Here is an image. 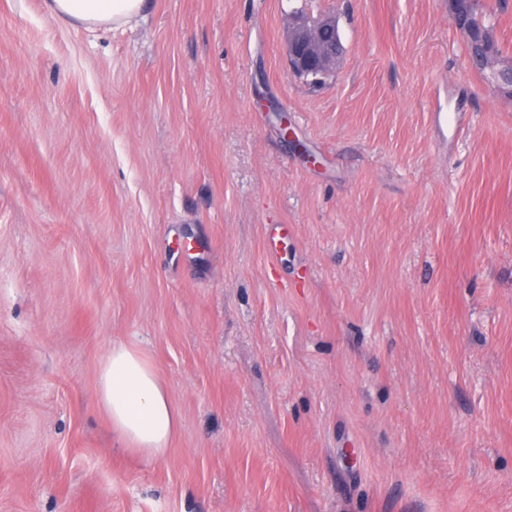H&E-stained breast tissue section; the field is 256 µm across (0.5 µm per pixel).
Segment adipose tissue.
Masks as SVG:
<instances>
[{
  "instance_id": "adipose-tissue-1",
  "label": "adipose tissue",
  "mask_w": 512,
  "mask_h": 512,
  "mask_svg": "<svg viewBox=\"0 0 512 512\" xmlns=\"http://www.w3.org/2000/svg\"><path fill=\"white\" fill-rule=\"evenodd\" d=\"M147 0H44L46 11L81 27L120 28L143 14ZM97 401L124 447L165 454L180 418L148 357L124 343L113 344L101 364Z\"/></svg>"
}]
</instances>
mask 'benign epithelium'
<instances>
[{
    "label": "benign epithelium",
    "mask_w": 512,
    "mask_h": 512,
    "mask_svg": "<svg viewBox=\"0 0 512 512\" xmlns=\"http://www.w3.org/2000/svg\"><path fill=\"white\" fill-rule=\"evenodd\" d=\"M496 31L484 29L480 32L479 43L483 48L482 67L487 69L490 79L505 97H512V62L494 52ZM286 52L288 64L293 73L305 76H322L335 72L336 19L329 14L322 16L319 24H311L300 14L289 16L286 24Z\"/></svg>",
    "instance_id": "7a95c632"
}]
</instances>
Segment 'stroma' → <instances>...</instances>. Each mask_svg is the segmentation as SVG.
<instances>
[{
  "label": "stroma",
  "instance_id": "stroma-1",
  "mask_svg": "<svg viewBox=\"0 0 512 512\" xmlns=\"http://www.w3.org/2000/svg\"><path fill=\"white\" fill-rule=\"evenodd\" d=\"M116 342L163 457L97 403ZM0 512H512V98L448 0H0ZM149 0H44L46 11L72 26L118 29L143 14ZM286 52L293 73L328 75L336 70V19L323 14L318 25L310 24L300 13L289 16L286 24ZM97 401L117 440L149 456L164 455L180 425L151 361L125 343H113L100 366Z\"/></svg>",
  "mask_w": 512,
  "mask_h": 512
}]
</instances>
